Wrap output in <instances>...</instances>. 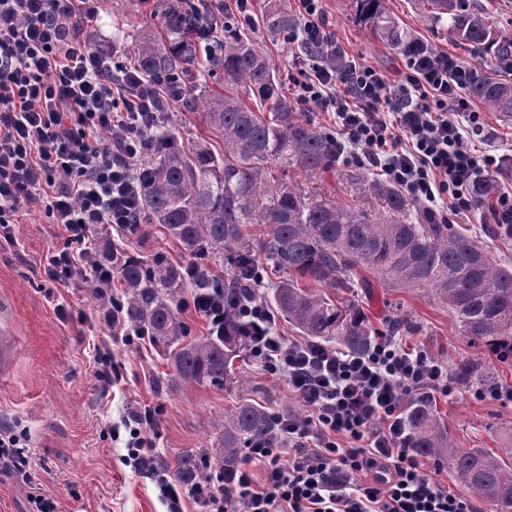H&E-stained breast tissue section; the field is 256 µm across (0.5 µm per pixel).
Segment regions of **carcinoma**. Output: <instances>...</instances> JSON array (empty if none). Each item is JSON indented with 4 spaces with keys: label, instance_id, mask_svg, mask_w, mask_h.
Masks as SVG:
<instances>
[{
    "label": "carcinoma",
    "instance_id": "obj_1",
    "mask_svg": "<svg viewBox=\"0 0 512 512\" xmlns=\"http://www.w3.org/2000/svg\"><path fill=\"white\" fill-rule=\"evenodd\" d=\"M432 20L448 16V38L472 54L469 88L491 112L512 117V83L483 69L491 54L512 67V39L499 36L490 13L473 0H417ZM359 17L389 45L409 55L420 49L383 0H356ZM158 34L138 44L141 73L182 92L186 105L205 114L209 137L178 142L161 124L143 147L145 173L138 209L142 224H156L177 241L189 267L157 251L117 255L113 272L123 288L119 306L132 331L161 349L173 377L185 386L224 390L229 366L245 349L235 309L252 286L262 256L286 278L266 305L311 339H334L356 354L368 352L378 331L355 299L353 271L365 267L392 288L421 291L448 308L458 335L512 367V263L497 259L485 243L442 224L397 187L361 167L340 170L360 197L342 204L305 192L278 176L296 169L308 176L336 169V147L288 96L270 58L243 36L241 19L224 0H158ZM217 22L209 35L206 77L219 89L194 94L192 71L201 24ZM266 27L287 34L297 19L266 15ZM258 100L268 115L249 104ZM229 266L217 278L216 266ZM267 273V270L260 271ZM224 290V334L185 340L179 317L184 288ZM494 374L476 358L457 363L453 385L476 393L494 385ZM278 418L242 401L213 424L215 455L201 448L178 461L186 488L200 486L214 467L234 486L246 450L272 438ZM409 442L419 455L448 467L451 479L489 512H512V447L500 453L460 448L424 400L407 415Z\"/></svg>",
    "mask_w": 512,
    "mask_h": 512
}]
</instances>
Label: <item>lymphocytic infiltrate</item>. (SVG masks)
<instances>
[{
  "mask_svg": "<svg viewBox=\"0 0 512 512\" xmlns=\"http://www.w3.org/2000/svg\"><path fill=\"white\" fill-rule=\"evenodd\" d=\"M98 2L0 0V238H11L28 211H41L64 239L46 257L47 277L63 284L93 277L105 319L117 327L112 267L95 259L94 230L131 233L141 194L131 162L167 90L134 63L114 66L111 53L81 37ZM296 2L301 42L330 51L289 71L301 107L333 113L340 151L360 154L429 212L477 209V182L499 164L478 146L484 123L468 69L426 49L408 55L390 82L337 50L322 0ZM249 293L239 308L242 340L287 381L307 415L280 418L272 441L248 450L233 488L208 477V512H475L471 498L444 489L409 445L404 404L426 389L447 390L439 361L391 337L364 355L284 340L258 288ZM152 423L148 411L125 419L129 464L155 473L166 512H183L187 490L146 451Z\"/></svg>",
  "mask_w": 512,
  "mask_h": 512,
  "instance_id": "1",
  "label": "lymphocytic infiltrate"
}]
</instances>
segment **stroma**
<instances>
[{
  "mask_svg": "<svg viewBox=\"0 0 512 512\" xmlns=\"http://www.w3.org/2000/svg\"><path fill=\"white\" fill-rule=\"evenodd\" d=\"M100 6L99 19L84 28L83 36L117 61L130 60L136 42L161 25L156 0H101ZM294 7L293 0L250 4L256 21L253 38L283 78L299 49L286 37L269 33L263 18L270 9L290 12ZM385 7L426 48L469 63L470 54L449 40L447 22L428 19L413 0H385ZM323 8L346 52L390 76L401 68L403 54L359 21L355 0H324ZM483 119L482 147L503 163L493 179L512 185V121L489 111ZM61 244L55 226L36 211L14 225L11 240L0 241V314L17 343L11 372L0 375V424L24 429L29 437L26 477L0 474V512H29L31 496L39 494L53 499L57 512H166L153 474L124 462L128 434L120 426L132 411H151L155 426L147 437L158 465L171 474L185 452L216 448L212 425L238 400L306 415L287 383L246 352L234 360L233 380L223 391L174 381L166 360L147 340L104 323L100 298L82 283L49 281L45 257ZM358 294L379 332L401 321L399 338L420 345L447 367L470 356L447 308L432 297L396 291L375 280ZM104 355L111 356L116 375L106 391L93 374ZM429 400L460 447L495 452L512 440V402L479 398L455 387Z\"/></svg>",
  "mask_w": 512,
  "mask_h": 512,
  "instance_id": "stroma-1",
  "label": "stroma"
}]
</instances>
